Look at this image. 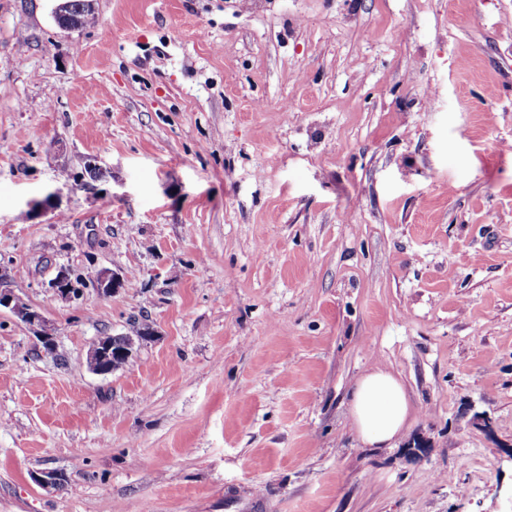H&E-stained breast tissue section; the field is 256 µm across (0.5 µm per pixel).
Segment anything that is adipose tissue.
<instances>
[{"instance_id": "obj_1", "label": "adipose tissue", "mask_w": 512, "mask_h": 512, "mask_svg": "<svg viewBox=\"0 0 512 512\" xmlns=\"http://www.w3.org/2000/svg\"><path fill=\"white\" fill-rule=\"evenodd\" d=\"M409 401L403 384L382 367L362 374L350 392V412L358 438L369 445H393L408 426Z\"/></svg>"}]
</instances>
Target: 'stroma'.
Here are the masks:
<instances>
[{
	"mask_svg": "<svg viewBox=\"0 0 512 512\" xmlns=\"http://www.w3.org/2000/svg\"><path fill=\"white\" fill-rule=\"evenodd\" d=\"M56 4L0 0V271L56 343L0 310V512H512V0ZM79 3L80 7L78 12H73L71 6L65 0H61L60 3L56 6L54 11L55 19L60 27L65 29L77 28L78 14L92 12L95 9L94 0H81ZM83 17L84 19L81 27L94 23L96 14L95 12H92L86 14ZM112 345L99 337L94 341L88 356L89 369L98 375L112 374ZM409 401L403 384L383 367L362 374L350 392V412L358 438L369 445H393L408 426Z\"/></svg>",
	"mask_w": 512,
	"mask_h": 512,
	"instance_id": "1",
	"label": "stroma"
}]
</instances>
